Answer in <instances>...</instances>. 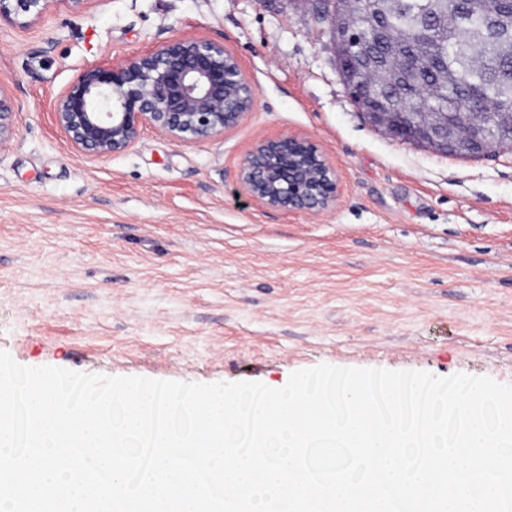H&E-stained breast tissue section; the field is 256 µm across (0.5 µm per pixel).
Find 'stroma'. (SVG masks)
<instances>
[{"label":"stroma","mask_w":512,"mask_h":512,"mask_svg":"<svg viewBox=\"0 0 512 512\" xmlns=\"http://www.w3.org/2000/svg\"><path fill=\"white\" fill-rule=\"evenodd\" d=\"M322 0H85L0 24V350L26 366L283 387L339 367L512 383V146L479 158L398 142L341 79ZM218 38L255 107L180 144L144 130L96 158L54 102L85 68ZM299 135L335 167L320 214L258 205L238 170ZM13 114L11 99L0 89V148L13 137Z\"/></svg>","instance_id":"stroma-1"}]
</instances>
